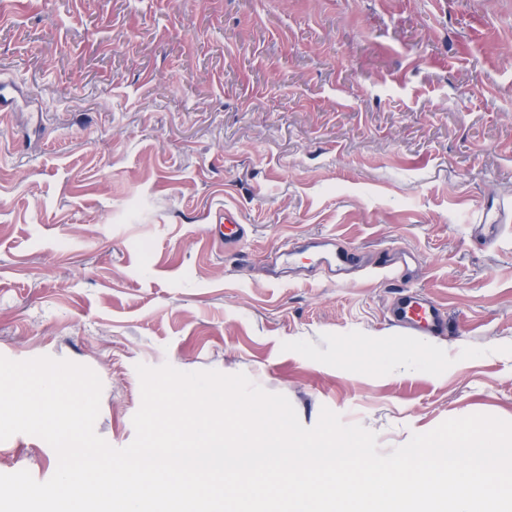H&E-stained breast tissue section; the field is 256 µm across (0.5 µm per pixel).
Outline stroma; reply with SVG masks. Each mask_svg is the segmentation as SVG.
<instances>
[{"mask_svg": "<svg viewBox=\"0 0 512 512\" xmlns=\"http://www.w3.org/2000/svg\"><path fill=\"white\" fill-rule=\"evenodd\" d=\"M0 78L28 98L0 120V355L94 370L109 445L135 437L140 363L246 374L383 455L512 421V0H13ZM228 207L231 254L211 239ZM327 235L419 265L333 283L304 252L261 274ZM401 284L452 332L390 326ZM57 464L0 441V473ZM216 224L224 226V248L235 251L246 234L245 224L239 212L225 208L224 216H219Z\"/></svg>", "mask_w": 512, "mask_h": 512, "instance_id": "stroma-1", "label": "stroma"}]
</instances>
